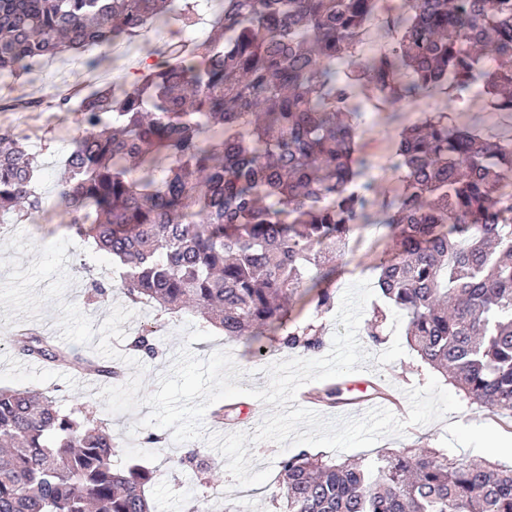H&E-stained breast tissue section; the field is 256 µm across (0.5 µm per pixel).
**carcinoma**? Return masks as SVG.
Masks as SVG:
<instances>
[{
  "label": "carcinoma",
  "mask_w": 512,
  "mask_h": 512,
  "mask_svg": "<svg viewBox=\"0 0 512 512\" xmlns=\"http://www.w3.org/2000/svg\"><path fill=\"white\" fill-rule=\"evenodd\" d=\"M201 11L209 39L155 52L131 82L61 94L77 137L56 206L123 272L131 300L191 307L252 342L275 324L281 348L312 352L320 332L286 328L288 301L309 271L314 288L328 279L372 223L364 98L392 107L438 88L459 109L478 88L486 108L512 112V0H0V77H30L69 50L97 67L110 58L94 50L190 27ZM371 39L384 50L358 56ZM40 167L26 139L0 129V213L42 211ZM390 167L398 252L377 266L381 294L423 363L511 412L512 137L428 112L403 127ZM156 340L145 328L130 348L152 359ZM13 342L24 357L86 364L38 332ZM177 465L197 476L201 449ZM279 467L272 498L286 512H512V466L434 449L383 455L374 470L302 450ZM151 481L142 465L112 466L105 425L48 392L0 388V512H154Z\"/></svg>",
  "instance_id": "carcinoma-1"
}]
</instances>
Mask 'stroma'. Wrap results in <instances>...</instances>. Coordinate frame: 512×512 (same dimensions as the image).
Returning <instances> with one entry per match:
<instances>
[{
    "instance_id": "stroma-1",
    "label": "stroma",
    "mask_w": 512,
    "mask_h": 512,
    "mask_svg": "<svg viewBox=\"0 0 512 512\" xmlns=\"http://www.w3.org/2000/svg\"><path fill=\"white\" fill-rule=\"evenodd\" d=\"M178 26L152 28L141 38L120 45L116 66H102L97 72H88L83 65L82 55H68L45 64L30 79H0V128L10 127L27 137L31 144H44L41 157L40 191L45 198L43 211L34 222L12 223L6 231H0V244H6V257L16 256L15 249L9 248L12 234L23 232L27 241L41 247L60 238L71 239L72 245L66 254V271L71 279L64 299L75 304L93 322L101 326L114 306H132L135 315L121 323L125 339L114 341L119 352H127L126 340L143 328L161 323V356L143 360L144 390L155 391L159 377L169 371L177 352L183 346H190L193 354L201 359L208 358L218 350L230 351L244 375L239 384L245 388L244 396L223 400L224 433H255L266 413L272 412L269 404L248 397L251 389H263L268 384L265 372L267 366L287 359L288 354L280 346V332L272 327L264 328L258 345L246 340H231L223 331H216L211 341L187 343L188 327L209 330V323L198 315L180 310L171 314L158 312L153 304L143 301L130 304L119 288L107 289L105 295L89 298L91 279L102 278L103 264L93 241L74 235L68 227L70 217L54 205L56 183L60 177L62 159L70 150L77 134L76 125L69 113L55 106V92L75 86H86L93 82L115 79L116 67L131 70L142 58L152 55L166 43L179 39ZM447 112L450 123L480 127L485 133L496 136L512 135V112H486L481 101H472L465 111H452L446 97H421L401 103L387 110L367 109L358 127L359 141L369 156L372 167L369 171L377 193L372 208L373 222L357 231L351 238L349 248L336 263V271L325 282L324 287L332 296L334 305L340 304L345 289L361 279L376 280L377 266L384 258L390 257L395 249L393 232L383 227L384 204L389 201L397 187V179L389 166L393 140L404 126L419 121L426 112ZM6 309L0 305V387L40 388L50 391L63 410L75 409L82 414L104 418L112 434L115 452L112 458L115 467L123 468L133 463L149 467L154 472L150 487L151 497L157 512H187L192 498L207 499L213 512H278L279 506L270 499L275 480L255 487L235 486L234 480L226 473V460L216 450L206 449L209 481L189 482L176 468V460L184 450L183 445L167 441L164 448L156 449L146 444L147 429L137 428L139 419L148 414V407H139L135 412L111 414L106 401L100 396L102 384L98 379L72 371H63L55 366H45L22 358L9 345L7 338L17 330L33 329L59 336V310L54 304H45L40 318L19 314L13 321H6ZM332 310L321 311L316 307L315 290L299 288L289 305L288 319L293 324L311 323L317 326L322 336L319 355H326L337 330ZM358 339L369 354L364 374L371 381L387 388L398 397H405L408 389L424 386L433 371L424 365L417 353L406 350L403 357L387 364H378L377 354L382 344L373 343L366 333H359ZM462 409L446 415L444 419L426 425L408 426L403 435L385 436L367 449H352L340 452V459H357L371 463L377 456L405 448H433L451 458H481L495 464H512V454H500L489 448L486 441L490 434L512 438V418L501 416L462 400Z\"/></svg>"
}]
</instances>
